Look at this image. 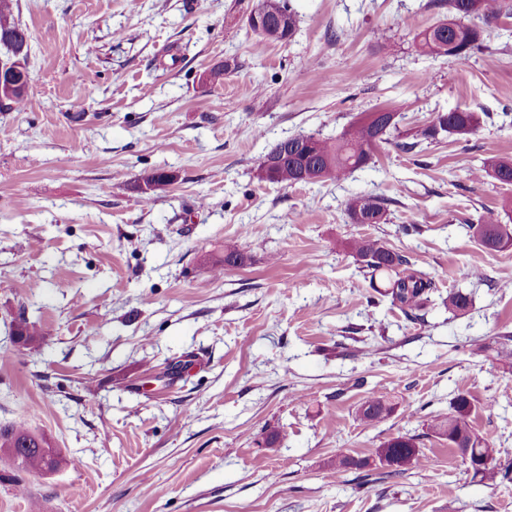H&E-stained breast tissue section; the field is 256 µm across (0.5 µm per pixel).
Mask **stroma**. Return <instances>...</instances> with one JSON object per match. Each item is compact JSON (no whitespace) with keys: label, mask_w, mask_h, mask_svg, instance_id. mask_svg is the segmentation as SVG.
Returning <instances> with one entry per match:
<instances>
[{"label":"stroma","mask_w":512,"mask_h":512,"mask_svg":"<svg viewBox=\"0 0 512 512\" xmlns=\"http://www.w3.org/2000/svg\"><path fill=\"white\" fill-rule=\"evenodd\" d=\"M15 2L31 82L0 112V426L25 423L68 463L35 475L0 452V512H512V482L488 492L427 433L465 393L475 431L512 448L497 355L512 248L468 227L512 197L471 177L512 157V16H471L487 48L453 71L413 43L448 0H291L294 37L260 49L254 0ZM224 63L223 83L204 80ZM379 108L403 132L483 119L410 152L381 144L341 181L260 178L278 141L335 139ZM151 168L173 180L142 201ZM361 194L386 200L385 223L351 222ZM365 236L433 279L421 320L368 304L347 247ZM227 245L247 261L218 278ZM452 290L467 311H448ZM20 311L51 336L15 343ZM372 392L395 405L375 426L359 416ZM406 433L428 467L384 476L377 447Z\"/></svg>","instance_id":"35a3bbf8"}]
</instances>
